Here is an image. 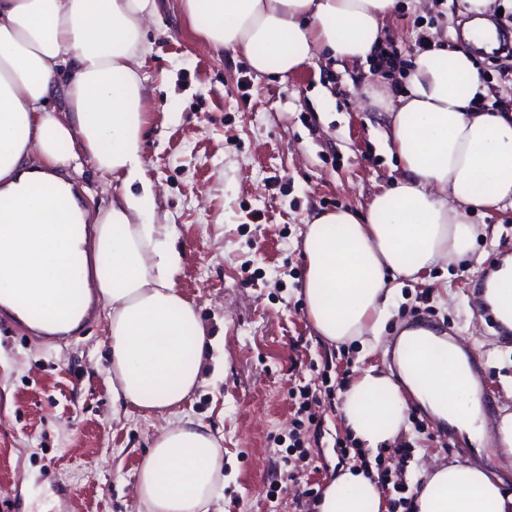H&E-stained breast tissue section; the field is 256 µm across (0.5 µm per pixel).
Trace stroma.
Instances as JSON below:
<instances>
[{"label":"stroma","instance_id":"35a3bbf8","mask_svg":"<svg viewBox=\"0 0 512 512\" xmlns=\"http://www.w3.org/2000/svg\"><path fill=\"white\" fill-rule=\"evenodd\" d=\"M144 35L152 50L143 148L159 223L175 225L182 254L177 289L209 335L214 364L184 405L224 450L223 512H308L305 487L323 491L348 458L336 395L404 329L451 332L478 360L485 439L475 444L408 400L409 427L380 453L393 481L413 495L440 457L487 467L512 490V457H495V424L512 407V334L491 327L487 277L512 257V208L474 216L481 265L440 262L403 281L382 345L324 343L303 295V232L318 213L365 206L402 173L391 154L386 104L407 81L373 62H316L288 75L255 73L232 51L215 53L191 30L181 0H156ZM461 0H408L386 26V43L412 65L421 37H453ZM308 387L312 425L289 450L298 420L291 390ZM164 420L114 411L102 306L54 339L0 315V512H137L135 471ZM415 446L408 466L399 447Z\"/></svg>","mask_w":512,"mask_h":512}]
</instances>
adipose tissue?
<instances>
[{
  "instance_id": "adipose-tissue-1",
  "label": "adipose tissue",
  "mask_w": 512,
  "mask_h": 512,
  "mask_svg": "<svg viewBox=\"0 0 512 512\" xmlns=\"http://www.w3.org/2000/svg\"><path fill=\"white\" fill-rule=\"evenodd\" d=\"M398 0H183L194 32L216 53L244 55L260 74L295 72L319 58L375 59ZM155 0H0V304L42 329L83 317L75 276H92L103 302L114 402L166 417L136 474L144 512H209L224 450L210 426L182 414L204 381L214 345L175 285L178 234L154 221L142 149L146 89L139 74ZM484 74L464 49L420 52L406 95L389 102L403 174L364 211L317 215L304 234V297L323 341L374 348L393 279L468 256L474 215L512 206V113L478 109ZM60 100V109L50 106ZM116 186L89 208L55 171L82 160ZM91 225L71 237L70 225ZM93 254V271L71 252ZM398 374L363 368L342 395L345 427L378 452L407 428L406 395L434 416L482 435L478 390L459 345L405 332ZM375 470L339 468L319 512H388ZM411 512H512V492L488 470L442 462L425 474Z\"/></svg>"
}]
</instances>
